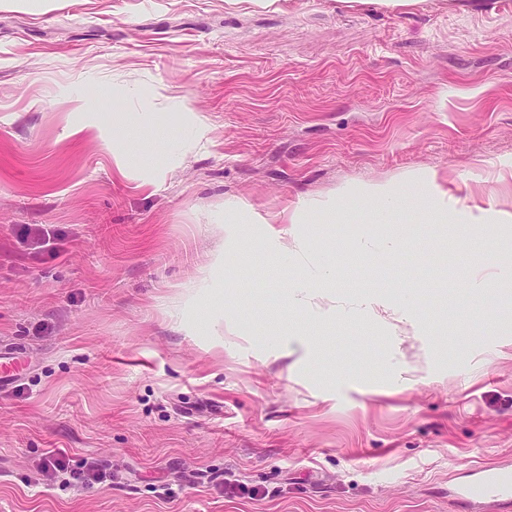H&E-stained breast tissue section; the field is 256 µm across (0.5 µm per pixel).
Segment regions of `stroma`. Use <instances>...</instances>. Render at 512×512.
<instances>
[{
  "label": "stroma",
  "mask_w": 512,
  "mask_h": 512,
  "mask_svg": "<svg viewBox=\"0 0 512 512\" xmlns=\"http://www.w3.org/2000/svg\"><path fill=\"white\" fill-rule=\"evenodd\" d=\"M424 170L512 212V0L0 8V512H473L452 487L512 466V328L461 273L512 289V231L368 223L363 184ZM339 190L278 241L224 232L225 201ZM301 245L333 260L325 303L392 299L312 321L309 270L272 261Z\"/></svg>",
  "instance_id": "35a3bbf8"
}]
</instances>
